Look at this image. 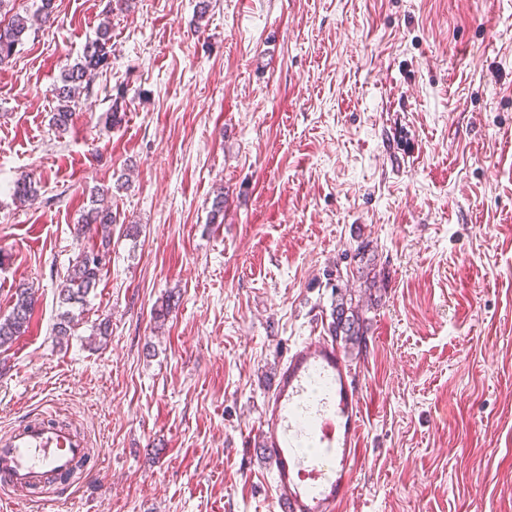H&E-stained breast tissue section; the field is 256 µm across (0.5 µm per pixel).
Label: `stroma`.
Masks as SVG:
<instances>
[{"label": "stroma", "mask_w": 512, "mask_h": 512, "mask_svg": "<svg viewBox=\"0 0 512 512\" xmlns=\"http://www.w3.org/2000/svg\"><path fill=\"white\" fill-rule=\"evenodd\" d=\"M208 3L55 0L0 69V316L38 292L0 436L47 411L91 446L70 495L0 512H278L261 411L323 333L329 273L358 287L364 258L388 283L346 351L365 461L343 512H512V0ZM106 20L112 54L58 131L52 89ZM121 173L110 260L55 344L56 286L92 244L75 224Z\"/></svg>", "instance_id": "35a3bbf8"}]
</instances>
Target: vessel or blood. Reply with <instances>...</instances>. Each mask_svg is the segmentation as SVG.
<instances>
[{
  "instance_id": "b4317fda",
  "label": "vessel or blood",
  "mask_w": 512,
  "mask_h": 512,
  "mask_svg": "<svg viewBox=\"0 0 512 512\" xmlns=\"http://www.w3.org/2000/svg\"><path fill=\"white\" fill-rule=\"evenodd\" d=\"M362 382L334 340L290 348L261 419L258 452L274 477L281 512H339L363 460ZM88 452L72 426L40 418L0 440V492L46 499Z\"/></svg>"
}]
</instances>
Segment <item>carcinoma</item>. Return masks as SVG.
<instances>
[{"label":"carcinoma","instance_id":"cac0c4a2","mask_svg":"<svg viewBox=\"0 0 512 512\" xmlns=\"http://www.w3.org/2000/svg\"><path fill=\"white\" fill-rule=\"evenodd\" d=\"M16 2L0 0V66L9 62L23 35L36 23L52 24L56 20L55 0H40L33 14L20 12ZM110 31L109 22L99 28L96 39L86 46L83 59L76 62L63 75L61 84L55 87V98L59 105L52 114V123L56 128L64 130L72 122L76 100L81 92L92 88L98 69L107 64L112 52ZM39 191V182L28 174L21 176L14 185V197L21 204L37 196ZM108 194L107 188L95 192L89 207L80 214L77 221L79 233L95 238L96 243L82 250L72 260L66 276L57 285L59 302L66 307L53 327V336L58 343L72 335L75 326L73 309L87 302L109 261L112 224L116 217L112 215L111 207L105 204V196ZM360 280L364 291L379 290L385 287L384 270L366 264L361 267ZM335 291L331 321L323 324V332L346 344L365 343L369 330L365 312L369 309L370 299L355 295L346 286L337 287ZM37 302L35 288L23 284L15 289L10 313L0 317V348L12 344L27 331Z\"/></svg>","mask_w":512,"mask_h":512}]
</instances>
